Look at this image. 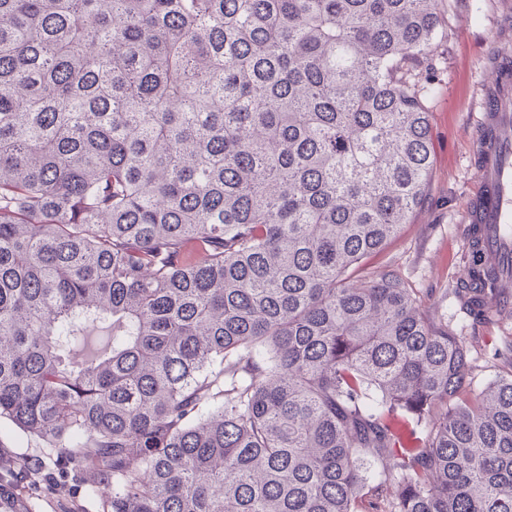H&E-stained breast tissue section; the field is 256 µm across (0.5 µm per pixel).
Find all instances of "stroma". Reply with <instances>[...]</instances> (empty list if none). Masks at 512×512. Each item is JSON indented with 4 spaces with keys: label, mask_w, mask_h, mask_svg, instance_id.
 <instances>
[{
    "label": "stroma",
    "mask_w": 512,
    "mask_h": 512,
    "mask_svg": "<svg viewBox=\"0 0 512 512\" xmlns=\"http://www.w3.org/2000/svg\"><path fill=\"white\" fill-rule=\"evenodd\" d=\"M501 0H442L448 41L438 51L427 100L434 144V170L428 200L410 223L380 253L368 257L371 270L392 271L405 285L435 309L455 335L469 345L468 383L480 391L507 369L504 354L512 345V324L487 329L461 313L452 294L463 269L462 216L479 183L470 165L475 133L474 99L488 74L483 58L491 46ZM0 453L30 468L49 465L51 449L6 420H0ZM89 474L69 468L58 484L34 486L24 478L19 487L34 505V512H102V501Z\"/></svg>",
    "instance_id": "1"
}]
</instances>
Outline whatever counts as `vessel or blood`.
I'll return each mask as SVG.
<instances>
[{"mask_svg": "<svg viewBox=\"0 0 512 512\" xmlns=\"http://www.w3.org/2000/svg\"><path fill=\"white\" fill-rule=\"evenodd\" d=\"M489 78L477 99L473 161L480 181L464 212V247L499 269L492 281L468 277L462 307L504 325L512 302V4L504 5L487 55Z\"/></svg>", "mask_w": 512, "mask_h": 512, "instance_id": "b4317fda", "label": "vessel or blood"}]
</instances>
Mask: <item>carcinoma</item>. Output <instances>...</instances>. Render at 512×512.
I'll return each instance as SVG.
<instances>
[{
  "label": "carcinoma",
  "mask_w": 512,
  "mask_h": 512,
  "mask_svg": "<svg viewBox=\"0 0 512 512\" xmlns=\"http://www.w3.org/2000/svg\"><path fill=\"white\" fill-rule=\"evenodd\" d=\"M440 2L0 0V420L103 512H512V372L362 265Z\"/></svg>",
  "instance_id": "1"
}]
</instances>
